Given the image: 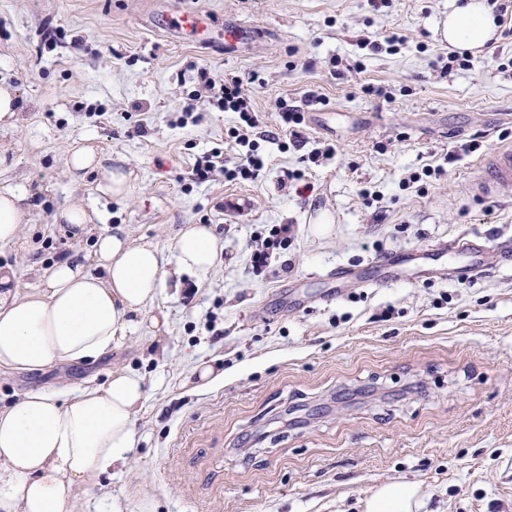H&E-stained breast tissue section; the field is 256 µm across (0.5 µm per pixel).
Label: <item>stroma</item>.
<instances>
[{"mask_svg": "<svg viewBox=\"0 0 512 512\" xmlns=\"http://www.w3.org/2000/svg\"><path fill=\"white\" fill-rule=\"evenodd\" d=\"M450 4L0 0V84L24 105L0 187L36 204L23 242L0 246L16 287H42L58 256L92 252L94 236L75 241L54 221L72 203L168 262L187 224L211 225L224 244L205 279L170 275L112 354L0 371L1 408L24 391L105 384L118 367L144 377L129 464L101 475L83 512H364L386 482L416 484L418 512H512V258L497 252L512 239V193L471 188L479 162L512 146V37L448 69L438 29ZM185 10L199 12L195 28H176ZM236 24L255 40L233 44ZM201 69L240 76L267 124L278 100L302 109L305 147L261 143L270 162L254 182L193 181L196 159L238 121L191 102ZM313 92L325 104L309 103ZM80 138L128 173L125 197L68 174ZM327 146L333 158L309 162ZM296 169L309 190L287 181ZM280 224L290 247L254 266ZM463 236L496 251L473 279L443 264L382 286L331 283L337 269L368 274L382 256ZM155 314L167 318L160 350ZM199 363L222 368L223 383L195 388Z\"/></svg>", "mask_w": 512, "mask_h": 512, "instance_id": "35a3bbf8", "label": "stroma"}]
</instances>
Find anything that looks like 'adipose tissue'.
<instances>
[{
  "label": "adipose tissue",
  "instance_id": "1",
  "mask_svg": "<svg viewBox=\"0 0 512 512\" xmlns=\"http://www.w3.org/2000/svg\"><path fill=\"white\" fill-rule=\"evenodd\" d=\"M498 28L485 0H464L449 13L442 34L455 50L476 54ZM66 167L76 179L99 173L100 190L112 197L127 192L126 175L87 144L70 148ZM32 207L27 189H0V246L18 242ZM223 251L210 225H185L173 242L175 268L169 271L156 245L106 228L93 252L104 276L67 259L46 272L42 288L22 293L11 286L13 273L0 271V369L39 371L111 353L135 330L170 272L206 278ZM144 393L139 374L117 369L106 384L63 397L30 391L0 410V512H80L99 474L126 466ZM417 498L415 484L389 482L372 491L365 510L413 512Z\"/></svg>",
  "mask_w": 512,
  "mask_h": 512
}]
</instances>
